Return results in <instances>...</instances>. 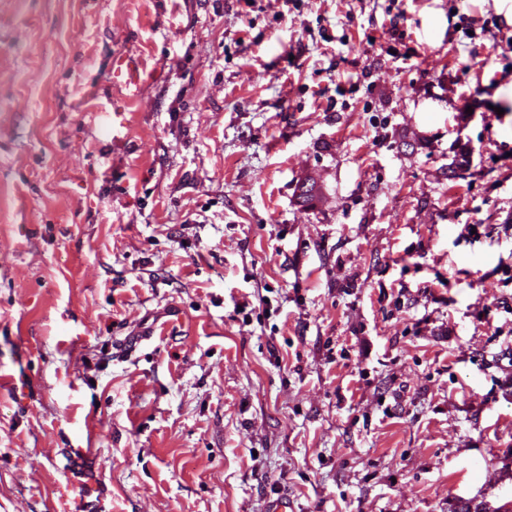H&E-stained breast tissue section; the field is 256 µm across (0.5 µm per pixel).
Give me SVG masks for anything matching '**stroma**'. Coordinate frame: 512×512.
<instances>
[{"instance_id":"35a3bbf8","label":"stroma","mask_w":512,"mask_h":512,"mask_svg":"<svg viewBox=\"0 0 512 512\" xmlns=\"http://www.w3.org/2000/svg\"><path fill=\"white\" fill-rule=\"evenodd\" d=\"M282 494L512 512V14L0 0V512ZM145 70L141 66L138 56L133 52H123L114 64L112 79L130 92L134 93L140 84L145 81ZM121 80H118V79Z\"/></svg>"}]
</instances>
